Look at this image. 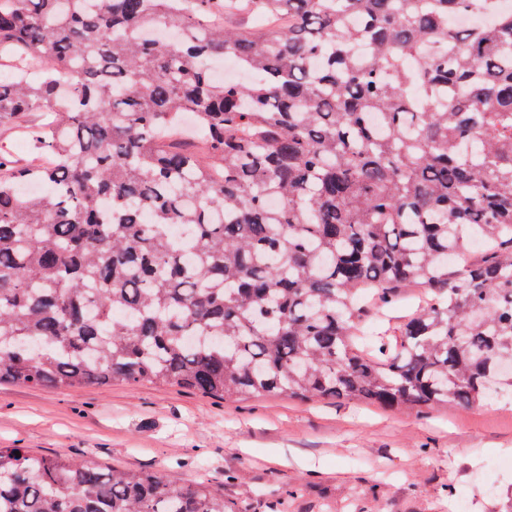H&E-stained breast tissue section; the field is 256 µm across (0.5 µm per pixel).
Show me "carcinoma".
<instances>
[{
  "label": "carcinoma",
  "mask_w": 512,
  "mask_h": 512,
  "mask_svg": "<svg viewBox=\"0 0 512 512\" xmlns=\"http://www.w3.org/2000/svg\"><path fill=\"white\" fill-rule=\"evenodd\" d=\"M158 2L0 0V126L47 113L37 162L0 154V382L512 397V13L454 29L490 0H250L251 31L224 23L237 0ZM224 55L251 80L212 79ZM417 285L392 338L371 309ZM0 512L226 510L208 480L0 448Z\"/></svg>",
  "instance_id": "carcinoma-1"
}]
</instances>
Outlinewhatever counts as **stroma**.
Returning <instances> with one entry per match:
<instances>
[{
  "mask_svg": "<svg viewBox=\"0 0 512 512\" xmlns=\"http://www.w3.org/2000/svg\"><path fill=\"white\" fill-rule=\"evenodd\" d=\"M0 448L209 479L226 512H505L512 401L417 411L177 386L0 383ZM287 461H280L278 451Z\"/></svg>",
  "mask_w": 512,
  "mask_h": 512,
  "instance_id": "stroma-1",
  "label": "stroma"
}]
</instances>
